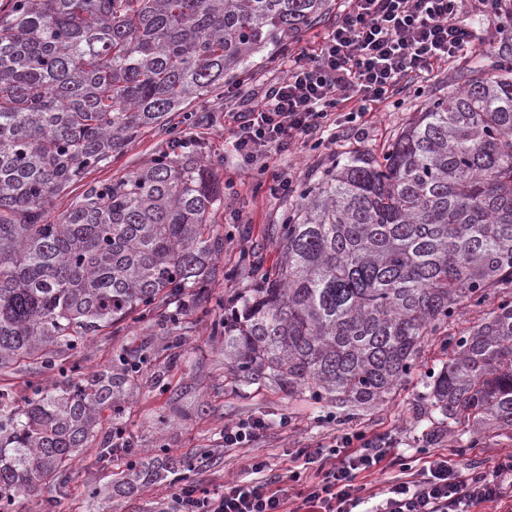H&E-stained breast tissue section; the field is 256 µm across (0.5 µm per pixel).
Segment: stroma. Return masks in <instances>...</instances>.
<instances>
[{
    "instance_id": "stroma-1",
    "label": "stroma",
    "mask_w": 512,
    "mask_h": 512,
    "mask_svg": "<svg viewBox=\"0 0 512 512\" xmlns=\"http://www.w3.org/2000/svg\"><path fill=\"white\" fill-rule=\"evenodd\" d=\"M484 40L477 48L434 72L422 90L412 88L398 95L396 102L365 118L363 136H350L318 150H294L270 155L265 174L245 168L231 151L230 134L224 128L227 111L246 109L264 94L269 80L281 77L287 56L267 48L250 58L249 73L225 78L235 95L229 99L211 95L193 101L177 113L172 128L144 133L130 144L111 165L90 170L83 182L57 196L46 210L48 222H55L86 184L111 181L146 166L172 138L197 144L198 154L224 188V203L212 215L217 232L224 237V252L217 261L224 277L209 288L207 310L187 311V326L181 341L166 336L160 320H125L119 332L103 329L89 340L78 358L82 369L111 363L119 354H143L147 360L130 384L129 397L111 411L104 430L122 429L124 449L111 461L100 460L97 444L81 450L68 486L63 491L44 488L36 496L22 499L14 512H165L177 486L166 480H147L131 493L117 492L108 476H120L128 459L148 457L154 467L166 469L180 460L193 461L191 482L210 489L233 480H249L251 457L270 460L274 472L291 467L299 449L332 445L345 433L389 441L393 456L384 471L371 475L375 489L400 475L402 466L420 469L425 455L445 456L463 461L479 470L492 469L498 458L512 453V433L486 430L468 433L469 444L459 447L447 435L439 434L442 416L425 398L427 370L440 367L444 354L438 341L424 344L419 362L404 385L383 405L362 409L355 418L337 417L335 404H314L299 397L288 399L268 384L237 387L224 359L221 340L212 338L211 323L222 317L221 302L238 283L229 278L241 251L254 250L264 266L278 263L279 244L268 235L271 225L281 223L288 208L298 201L297 189L309 177L332 165L338 154L359 152L380 155L398 130L408 124L428 97H444L458 86L459 76L469 74L476 61H489L498 48L512 40V25L482 21ZM287 173L293 189L288 196L270 195L274 174ZM180 400V416L170 411L172 398ZM250 417L264 420L267 429L258 441L243 448L225 447V425Z\"/></svg>"
}]
</instances>
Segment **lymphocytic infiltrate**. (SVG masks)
I'll list each match as a JSON object with an SVG mask.
<instances>
[{"label":"lymphocytic infiltrate","instance_id":"f902f5d3","mask_svg":"<svg viewBox=\"0 0 512 512\" xmlns=\"http://www.w3.org/2000/svg\"><path fill=\"white\" fill-rule=\"evenodd\" d=\"M467 10L495 19L512 11L506 0H345L317 50L289 51L279 81L247 110L225 113L235 151L253 167L272 153L322 145L341 102L357 99L347 115L356 122L429 79L437 64L475 50L481 35L462 20ZM388 453L385 447L364 453L346 435L329 454L301 450L305 464L315 467L308 477L292 468L270 475L269 462L257 457L251 480L219 490L181 485L173 512H475L512 500L511 453L482 472L432 457L419 474L394 477L376 494L358 477L379 471Z\"/></svg>","mask_w":512,"mask_h":512}]
</instances>
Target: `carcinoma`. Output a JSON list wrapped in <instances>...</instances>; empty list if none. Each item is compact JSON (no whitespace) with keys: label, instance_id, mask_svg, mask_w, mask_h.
I'll return each instance as SVG.
<instances>
[{"label":"carcinoma","instance_id":"obj_1","mask_svg":"<svg viewBox=\"0 0 512 512\" xmlns=\"http://www.w3.org/2000/svg\"><path fill=\"white\" fill-rule=\"evenodd\" d=\"M327 0H13L0 21V369L70 374L14 405L0 386V512L70 479L102 414L147 357L84 373L64 355L132 314L170 308L178 340L208 304L224 192L173 141L150 163L90 183L55 224L53 198L165 130L224 87L249 54L319 20ZM512 50L432 98L381 158L348 153L306 180L271 236L279 263L244 251L213 334L238 382L334 402L346 415L389 398L443 337L426 398L448 434L512 430ZM499 302L454 334L463 303ZM153 472L139 460L117 483Z\"/></svg>","mask_w":512,"mask_h":512}]
</instances>
